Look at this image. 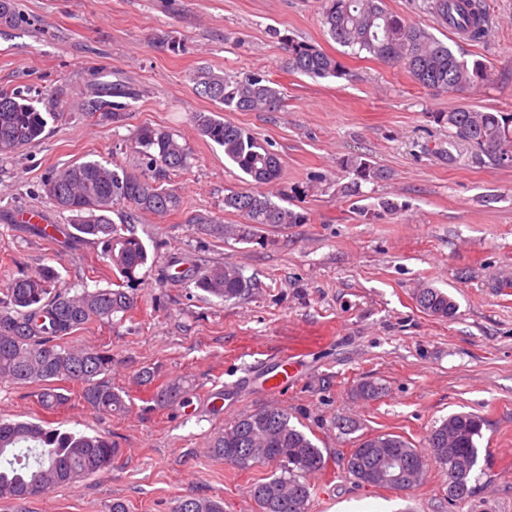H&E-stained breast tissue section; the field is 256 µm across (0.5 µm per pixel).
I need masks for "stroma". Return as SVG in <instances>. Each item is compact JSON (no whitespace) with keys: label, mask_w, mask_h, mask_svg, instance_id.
I'll use <instances>...</instances> for the list:
<instances>
[{"label":"stroma","mask_w":512,"mask_h":512,"mask_svg":"<svg viewBox=\"0 0 512 512\" xmlns=\"http://www.w3.org/2000/svg\"><path fill=\"white\" fill-rule=\"evenodd\" d=\"M385 4L457 42L426 0ZM484 4L489 37L460 45L492 77L447 93L424 89L401 68L343 54L316 0H15L17 22L0 25V88L23 90L42 112L67 102L72 116L0 156V289L39 262L58 270L62 289L110 285L94 245L51 243L15 224L25 210L68 224V213L41 194L51 171L86 160L139 170L130 139L143 125L172 132L192 158L188 170L161 178L180 209L133 224L155 265L141 273L131 319L88 324L71 337L111 350L109 379L128 395L126 411L102 416L74 397L47 413L36 386L0 382V419L99 432L121 455L111 470L24 505L0 500V512H109L116 499L129 512H175L188 496L223 501L224 512H255L250 490L271 468L237 467L209 446L225 424L270 406L313 434L327 461L308 478L310 512H351L361 502L378 512H512V167L478 158L433 119L460 105L512 114V0ZM287 35L340 56L345 76L288 71ZM201 67L278 83L281 110L223 118L278 155L281 177L260 191L306 223L267 226L242 241L192 223L203 212L240 224L224 196L246 185L222 148L194 127L195 113L216 109L194 90ZM94 70L135 88L124 124L84 116ZM347 156L383 169V179L349 192ZM173 253L233 265L251 287L221 300L160 281L157 269ZM425 288L448 293L455 316L424 312L415 297ZM284 352L296 362L294 376L274 394L262 376ZM146 369L159 382L183 385L185 400L147 405L153 390L138 379ZM369 381L381 386L377 397L360 393ZM458 412L484 419L479 448L492 463L472 501L450 507L433 467L404 494L347 472L345 457L362 438L392 433L422 450L430 429Z\"/></svg>","instance_id":"35a3bbf8"}]
</instances>
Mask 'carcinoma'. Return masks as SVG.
<instances>
[{"label": "carcinoma", "mask_w": 512, "mask_h": 512, "mask_svg": "<svg viewBox=\"0 0 512 512\" xmlns=\"http://www.w3.org/2000/svg\"><path fill=\"white\" fill-rule=\"evenodd\" d=\"M322 20L330 37L354 53L362 52L403 68L421 87L455 92L474 88L490 80L489 67L481 60L469 61L461 52L426 29L390 11L385 0H319ZM429 9L461 37L478 41L485 33L486 9L471 0H429ZM288 41L287 68L314 78H341L346 70L340 59L307 41ZM197 92L219 104L224 112H276L284 96L276 83L260 74L226 76L209 68L192 77ZM97 99L87 116L98 111L120 123L125 113L111 109L106 96L131 98L133 89L123 84H94ZM62 104L54 112H41L17 89H0V155H10L34 142L48 123L70 118ZM435 119L455 129V135L494 165L512 154V114L483 112L458 106L439 112ZM194 126L199 135L224 151L255 185H269L280 176L276 153L248 130L197 112ZM142 160V170L129 171L99 160L72 163L50 173L42 190L60 211L71 214L74 243L90 242L101 247V257L112 272V286L82 289L73 294L55 288L58 273L48 264H38L14 278L0 297V381L37 385V403L44 410L66 405L69 396L62 384L80 386V399L102 415L127 408L125 397L112 389V352L68 342L77 329L92 322L110 324L114 317L134 309L135 285L150 261L143 240L129 225L112 220L115 207H126L132 220L141 212L166 216L180 208L173 189L160 184L157 173L189 168L188 147L161 127L142 126L133 136ZM342 165L356 179L374 182L383 171L367 161L346 159ZM224 210L245 224L278 226L302 224L305 216L249 190L224 196ZM161 280L194 285L221 299L238 297L250 284L232 265L215 266L204 274L185 266L184 257L172 256L161 269ZM428 314L448 318L457 304L447 294L425 288L416 297ZM178 383H162L151 400L160 404L185 398ZM484 420L470 413H455L431 428L427 447L438 471L448 481V503L468 502L475 494L471 484L475 470L486 474L489 459L480 458L479 440ZM390 448L401 465L420 458L419 450L396 434L365 438L350 450L346 468L356 479L377 464L379 449ZM211 453L239 467L266 465L274 468L264 482L251 489L257 512H310L311 491L307 477L326 467L324 454L313 439L293 425L288 413L266 408L246 413L219 431L210 444ZM121 455L112 439L101 434H81L49 428L33 421L0 420V500L17 505L45 495L51 489L112 468ZM176 512H224L215 499L185 497Z\"/></svg>", "instance_id": "1"}]
</instances>
